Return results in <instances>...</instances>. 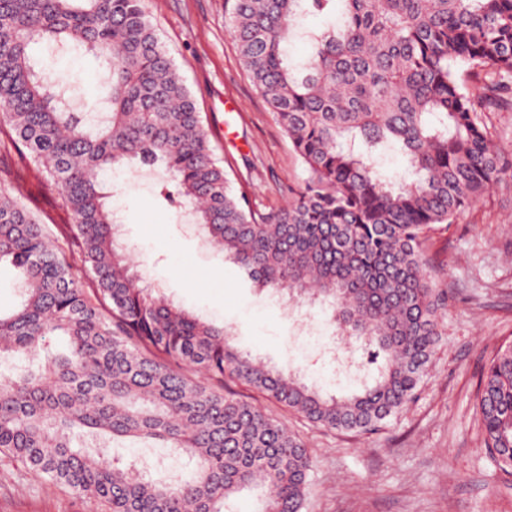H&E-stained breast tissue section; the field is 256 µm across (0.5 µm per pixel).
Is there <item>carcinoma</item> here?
Listing matches in <instances>:
<instances>
[{
  "instance_id": "1",
  "label": "carcinoma",
  "mask_w": 512,
  "mask_h": 512,
  "mask_svg": "<svg viewBox=\"0 0 512 512\" xmlns=\"http://www.w3.org/2000/svg\"><path fill=\"white\" fill-rule=\"evenodd\" d=\"M240 60L307 173L261 211L232 188L145 0H0V149L42 168L76 223L57 236L0 187V262L18 302L0 313V456L90 512H303L312 460L244 385L329 431L374 433L415 400L442 340L449 292L431 233L505 177L498 113L512 110V0H231ZM309 15L327 18L318 30ZM311 46L295 58L290 41ZM83 48L105 75L99 112L65 105L48 62ZM396 152L400 182L379 159ZM147 168L167 207L282 300L326 306L367 351L360 390L330 394L269 367L234 331L144 284L120 241L108 176ZM202 371L195 380L188 371ZM477 416L489 458L512 476V344L490 359ZM154 440L193 461L158 482L84 436Z\"/></svg>"
}]
</instances>
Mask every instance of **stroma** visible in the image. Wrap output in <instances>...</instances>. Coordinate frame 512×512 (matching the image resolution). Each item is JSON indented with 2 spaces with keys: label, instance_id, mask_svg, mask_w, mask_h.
I'll return each mask as SVG.
<instances>
[{
  "label": "stroma",
  "instance_id": "35a3bbf8",
  "mask_svg": "<svg viewBox=\"0 0 512 512\" xmlns=\"http://www.w3.org/2000/svg\"><path fill=\"white\" fill-rule=\"evenodd\" d=\"M151 21L193 94L215 153L235 191L264 210L284 207L305 172L264 98L244 71L226 25L225 0H146ZM0 187L43 223L72 216L58 189L28 159H5ZM123 240L138 270L168 298L236 327L244 350L279 367L302 368L336 392L324 348L334 333L320 308L310 331L297 313L261 293L235 263L204 246L198 233L160 208L156 178L130 172L114 180ZM429 254L456 299L420 395L376 434L328 431L257 393L249 399L283 422L308 448L313 467L305 512H512V478L489 460L476 415L485 363L512 343V182L499 184L457 224L435 231ZM108 453L147 468L176 471L168 449L128 439ZM0 512H88L68 489L0 458Z\"/></svg>",
  "mask_w": 512,
  "mask_h": 512
}]
</instances>
